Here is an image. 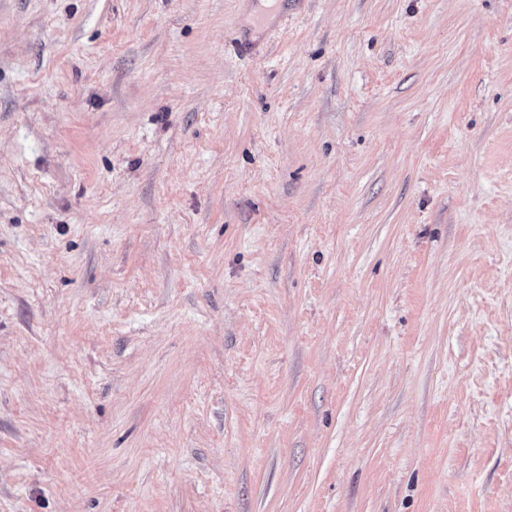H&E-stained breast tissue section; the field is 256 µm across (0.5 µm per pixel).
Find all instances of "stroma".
I'll return each mask as SVG.
<instances>
[{"instance_id":"1","label":"stroma","mask_w":512,"mask_h":512,"mask_svg":"<svg viewBox=\"0 0 512 512\" xmlns=\"http://www.w3.org/2000/svg\"><path fill=\"white\" fill-rule=\"evenodd\" d=\"M0 512H512V0H0Z\"/></svg>"}]
</instances>
